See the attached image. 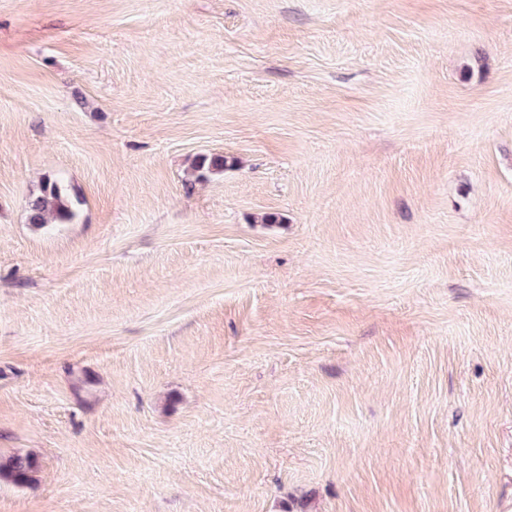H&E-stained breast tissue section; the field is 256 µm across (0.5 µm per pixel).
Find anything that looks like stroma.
I'll use <instances>...</instances> for the list:
<instances>
[{"label": "stroma", "instance_id": "1", "mask_svg": "<svg viewBox=\"0 0 512 512\" xmlns=\"http://www.w3.org/2000/svg\"><path fill=\"white\" fill-rule=\"evenodd\" d=\"M13 454L0 512H512V0H0ZM234 167V159L222 154L204 155L197 158L193 166L196 181L207 179L208 174L224 172ZM28 223L36 227L45 224H71L77 218L75 204L63 182L47 178L39 192L26 203ZM36 467L37 461L28 455L0 456V479L21 484L31 477Z\"/></svg>", "mask_w": 512, "mask_h": 512}]
</instances>
